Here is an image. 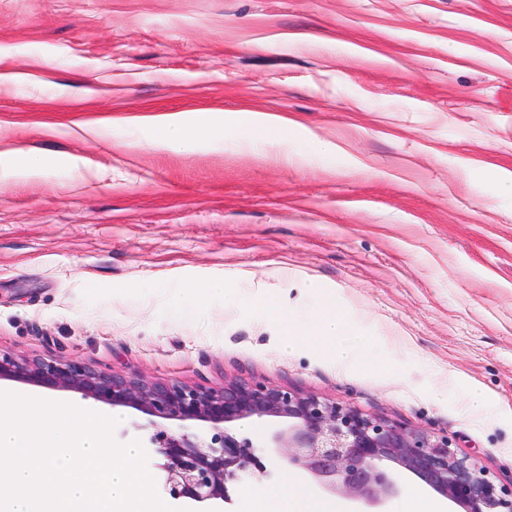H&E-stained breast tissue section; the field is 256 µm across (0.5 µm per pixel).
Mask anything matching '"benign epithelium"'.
Here are the masks:
<instances>
[{
    "mask_svg": "<svg viewBox=\"0 0 512 512\" xmlns=\"http://www.w3.org/2000/svg\"><path fill=\"white\" fill-rule=\"evenodd\" d=\"M0 378L68 389L112 406L134 405L166 420L212 424L210 442L158 431L165 486L175 497L228 499L227 483L258 468L251 444L233 425L257 417L288 421L272 435L288 465L310 473L326 490L379 507L401 486L389 462L424 481L464 512H512V489L497 488L486 471L451 447L448 437L352 407L262 383L220 390L110 374L75 360H27L0 355Z\"/></svg>",
    "mask_w": 512,
    "mask_h": 512,
    "instance_id": "1",
    "label": "benign epithelium"
}]
</instances>
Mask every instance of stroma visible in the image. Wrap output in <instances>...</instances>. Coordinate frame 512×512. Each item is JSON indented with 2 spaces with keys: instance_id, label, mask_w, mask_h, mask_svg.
Masks as SVG:
<instances>
[{
  "instance_id": "stroma-1",
  "label": "stroma",
  "mask_w": 512,
  "mask_h": 512,
  "mask_svg": "<svg viewBox=\"0 0 512 512\" xmlns=\"http://www.w3.org/2000/svg\"><path fill=\"white\" fill-rule=\"evenodd\" d=\"M275 112L297 128L179 152L128 118ZM332 143L324 153L315 140ZM74 156L0 167V354L76 360L191 387L262 382L436 436L512 486V0H0V151ZM224 278L288 318L347 317L355 350L212 298L175 320L185 286ZM465 379L495 423L465 410ZM119 418L158 496L183 512H243L244 488L306 472L271 446L277 421L237 422L264 471L230 501L171 498L158 430L210 441L211 424L45 390ZM8 155L15 162V172L18 175L33 176L42 173L48 167L60 160L48 158L42 154H33L22 150H12Z\"/></svg>"
}]
</instances>
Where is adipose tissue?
Listing matches in <instances>:
<instances>
[{
	"instance_id": "adipose-tissue-1",
	"label": "adipose tissue",
	"mask_w": 512,
	"mask_h": 512,
	"mask_svg": "<svg viewBox=\"0 0 512 512\" xmlns=\"http://www.w3.org/2000/svg\"><path fill=\"white\" fill-rule=\"evenodd\" d=\"M131 125L140 127L148 145L173 150L196 151L222 147L238 131L253 135L255 144L262 145L271 137L292 127L293 122L271 112H164L131 118ZM223 298L225 304L262 307L272 319H281L282 313L273 297H246L225 280L216 279L186 287L183 295L174 298L168 307L172 316L189 318L204 311V297ZM346 326L343 312L333 308H320L313 312L308 331L286 327L280 338L283 350L290 351L300 345L306 334L336 340L334 358L337 367H348L355 352L339 344ZM247 512H343L341 504L333 499L320 498L295 480L270 490H244Z\"/></svg>"
}]
</instances>
